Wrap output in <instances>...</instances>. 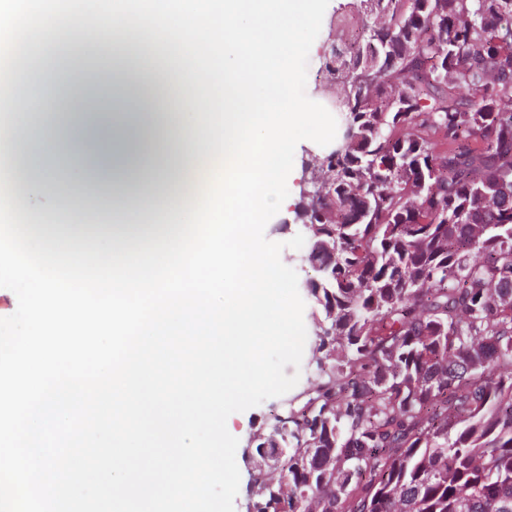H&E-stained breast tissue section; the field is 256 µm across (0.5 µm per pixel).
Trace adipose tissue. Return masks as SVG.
<instances>
[{"label": "adipose tissue", "instance_id": "obj_1", "mask_svg": "<svg viewBox=\"0 0 512 512\" xmlns=\"http://www.w3.org/2000/svg\"><path fill=\"white\" fill-rule=\"evenodd\" d=\"M69 21L26 40L15 59L14 79L37 76L58 105L52 121L40 113H11L0 121V190L24 210L37 235L63 243L135 247L169 233L198 194V183L219 169L210 158L209 104L173 44L127 22L92 20L83 37L59 40ZM111 35L125 63L110 74L90 64L86 42ZM117 105L112 144L98 141L94 103ZM177 112L159 110L162 99ZM64 152L81 177L79 194L62 192L46 167ZM111 190L119 220L90 226L82 214L99 192Z\"/></svg>", "mask_w": 512, "mask_h": 512}]
</instances>
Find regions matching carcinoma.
<instances>
[{
	"instance_id": "1",
	"label": "carcinoma",
	"mask_w": 512,
	"mask_h": 512,
	"mask_svg": "<svg viewBox=\"0 0 512 512\" xmlns=\"http://www.w3.org/2000/svg\"><path fill=\"white\" fill-rule=\"evenodd\" d=\"M357 2L296 207L319 374L248 512H512V0Z\"/></svg>"
}]
</instances>
